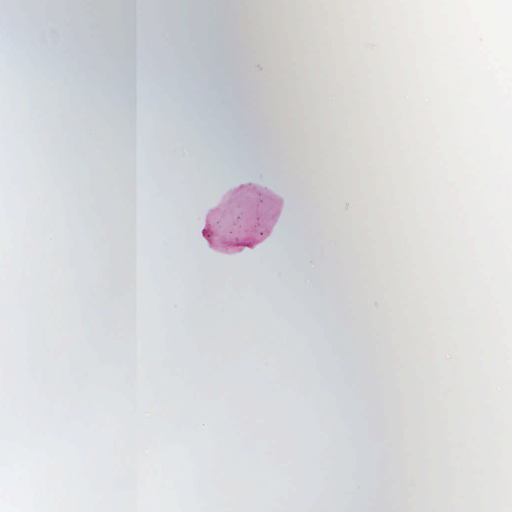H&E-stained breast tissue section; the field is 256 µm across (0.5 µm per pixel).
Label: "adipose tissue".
I'll return each mask as SVG.
<instances>
[{
	"instance_id": "adipose-tissue-1",
	"label": "adipose tissue",
	"mask_w": 512,
	"mask_h": 512,
	"mask_svg": "<svg viewBox=\"0 0 512 512\" xmlns=\"http://www.w3.org/2000/svg\"><path fill=\"white\" fill-rule=\"evenodd\" d=\"M360 4L335 0L315 28L304 10L276 15L250 0H209L189 26L169 0H83L77 13L0 0V51L11 59L0 85L14 90L0 108V151L12 153L0 154V197L24 189L25 210L51 226L22 246L29 374L70 410L143 418L185 439L198 458L223 457L227 499L239 483L257 488L237 512H282L272 475L283 467L300 475L309 512H396L395 499L398 512H512V447L492 427L504 396L483 350L487 315L471 303L452 212L437 203L431 144L400 135L419 110L399 36L387 15L350 33ZM163 20L191 60L165 101L143 92L156 81L145 58ZM277 29L288 32L279 47L289 60L288 113L262 92L263 57L244 72L233 62L238 44L263 43ZM335 39L345 41L356 75L386 56L398 64L395 80L361 83L349 98L340 74L306 79L315 47ZM103 43L118 60L111 105L89 71L77 111H29L32 90L47 84L72 94L70 80L54 78V60ZM186 98L196 111L183 121L168 105ZM393 102L402 111H390ZM346 109L355 121L342 119ZM149 114L167 125L163 166L146 157ZM327 114L337 117L329 136L314 135ZM349 143L378 164L346 161ZM66 147L112 159L102 187L85 190L83 172L58 163ZM230 155L247 176L217 180ZM314 159L335 166L308 172ZM203 182L214 188L199 203ZM258 197L266 203L260 231L229 232L225 216ZM149 212L157 223L145 224ZM380 234L387 245L373 248ZM434 270L451 279L449 303L438 301ZM242 283L250 302L239 298ZM204 295L223 297V312L203 306ZM310 326L348 338L304 371L298 334ZM81 329L99 337L92 361L75 343L58 370L49 338ZM248 346L257 386L242 385L235 368ZM172 365L188 368L194 392L178 388ZM298 417L302 445L290 453L234 441L261 419L287 438Z\"/></svg>"
}]
</instances>
